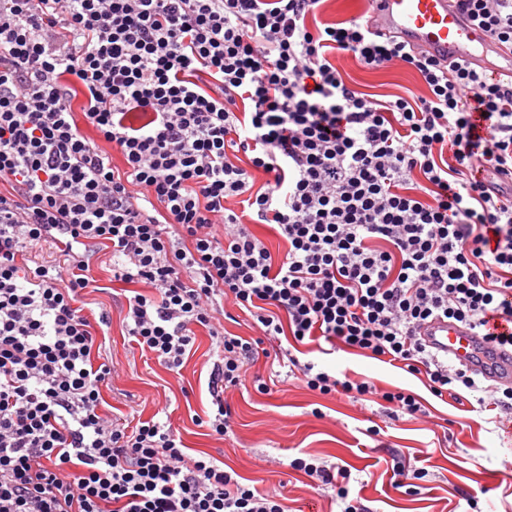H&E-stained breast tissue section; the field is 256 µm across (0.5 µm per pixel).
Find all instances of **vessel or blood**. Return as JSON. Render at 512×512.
<instances>
[{
  "instance_id": "1",
  "label": "vessel or blood",
  "mask_w": 512,
  "mask_h": 512,
  "mask_svg": "<svg viewBox=\"0 0 512 512\" xmlns=\"http://www.w3.org/2000/svg\"><path fill=\"white\" fill-rule=\"evenodd\" d=\"M376 29L403 39L441 63L512 77V45L489 40L455 0H371ZM438 354L476 370L490 384L512 385V347L490 346L485 336L460 324L434 320L421 331Z\"/></svg>"
}]
</instances>
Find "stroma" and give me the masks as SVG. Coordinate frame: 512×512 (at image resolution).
I'll list each match as a JSON object with an SVG mask.
<instances>
[{"label": "stroma", "mask_w": 512, "mask_h": 512, "mask_svg": "<svg viewBox=\"0 0 512 512\" xmlns=\"http://www.w3.org/2000/svg\"><path fill=\"white\" fill-rule=\"evenodd\" d=\"M340 66L351 84L377 99L425 91L418 75L405 68L369 70L349 58ZM91 274L95 284L85 292V313L104 334V354L119 373L102 393L104 412L147 420L166 411L190 455L209 454L258 491L282 494L290 512L339 510L333 489L287 465L311 455L347 465L351 491L370 512H512V429L496 423L494 412L438 399L417 377L326 342L310 354L320 366L384 390L408 389L420 398L425 415L393 421L380 401L321 396L299 380L271 378L262 357L250 366L245 385L226 394L235 411L233 435L210 436L199 423L212 409L208 382L214 357L206 331L198 330L182 367L171 371L142 354L128 336L126 285L113 280L109 252L100 253ZM268 379L270 392H260L258 381ZM374 425L381 428L376 438L368 433ZM399 458L424 471L417 489L393 486Z\"/></svg>", "instance_id": "obj_1"}]
</instances>
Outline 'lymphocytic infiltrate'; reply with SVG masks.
Listing matches in <instances>:
<instances>
[{"instance_id": "1", "label": "lymphocytic infiltrate", "mask_w": 512, "mask_h": 512, "mask_svg": "<svg viewBox=\"0 0 512 512\" xmlns=\"http://www.w3.org/2000/svg\"><path fill=\"white\" fill-rule=\"evenodd\" d=\"M320 2L0 0V512H288L189 456L170 422L101 414L115 369L94 362L103 343L80 301L103 247L113 278L139 287L126 328L142 353L177 369L207 329L217 439L263 338H322L423 376L437 398L512 411V385L420 334L439 318L478 332L512 320V80L416 54L367 18L317 21ZM457 4L512 43V0ZM345 57L411 69L427 92L372 98L344 79ZM252 223L286 251L273 257ZM45 246L61 263H30ZM228 303L258 338L226 331ZM284 356L286 377L320 394L377 396L392 419L422 408ZM290 466L334 487L341 512H369L346 466ZM250 229L264 242L274 257L283 254L287 244L268 224H250Z\"/></svg>"}]
</instances>
